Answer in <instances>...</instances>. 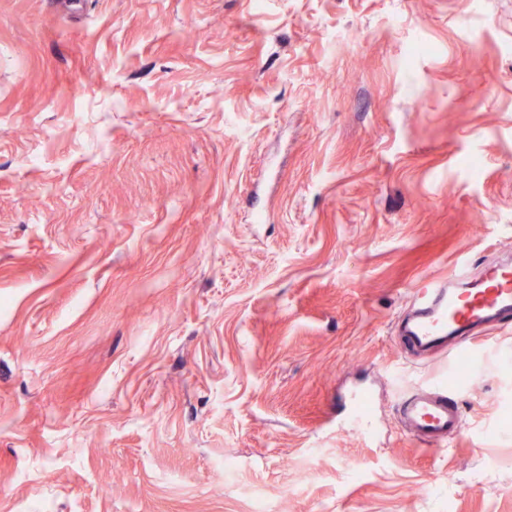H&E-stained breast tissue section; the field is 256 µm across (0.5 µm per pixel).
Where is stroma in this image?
I'll return each instance as SVG.
<instances>
[{
    "mask_svg": "<svg viewBox=\"0 0 512 512\" xmlns=\"http://www.w3.org/2000/svg\"><path fill=\"white\" fill-rule=\"evenodd\" d=\"M508 254L512 0H0V512H512V324L398 342ZM453 391L448 383H438L400 397L396 407L403 433L431 445L459 434L463 429V415L452 398ZM374 399V390L367 385H358L344 398L336 418L343 424L349 425L362 434L370 436L375 426L367 407Z\"/></svg>",
    "mask_w": 512,
    "mask_h": 512,
    "instance_id": "1",
    "label": "stroma"
}]
</instances>
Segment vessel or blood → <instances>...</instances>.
Wrapping results in <instances>:
<instances>
[{"instance_id": "vessel-or-blood-1", "label": "vessel or blood", "mask_w": 512, "mask_h": 512, "mask_svg": "<svg viewBox=\"0 0 512 512\" xmlns=\"http://www.w3.org/2000/svg\"><path fill=\"white\" fill-rule=\"evenodd\" d=\"M412 314L403 335L412 347L427 349L459 335L454 353L472 360L471 335L490 321L512 318V261L487 266L479 276L460 269L449 277L424 283L412 291ZM445 383L411 391L396 407L404 434L436 445L463 429V415ZM374 399L372 387L356 386L340 404L337 417L364 435H372L374 421L368 410Z\"/></svg>"}]
</instances>
